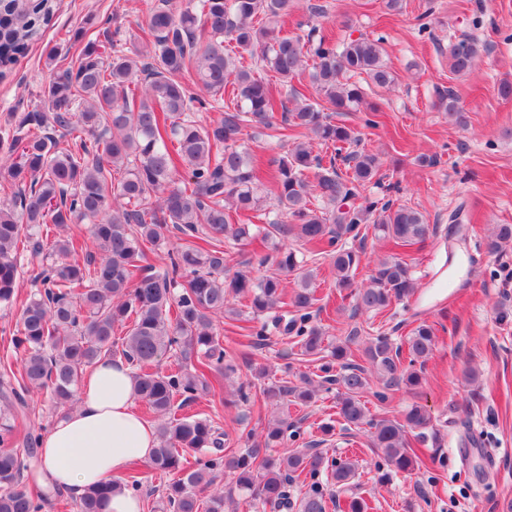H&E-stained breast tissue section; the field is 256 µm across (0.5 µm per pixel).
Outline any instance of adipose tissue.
Masks as SVG:
<instances>
[{"label": "adipose tissue", "mask_w": 512, "mask_h": 512, "mask_svg": "<svg viewBox=\"0 0 512 512\" xmlns=\"http://www.w3.org/2000/svg\"><path fill=\"white\" fill-rule=\"evenodd\" d=\"M77 399L42 437L39 478L80 495L122 474L132 460H149L157 433L135 409L131 368L122 359L106 357L89 369Z\"/></svg>", "instance_id": "obj_1"}]
</instances>
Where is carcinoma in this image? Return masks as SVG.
<instances>
[{"instance_id": "carcinoma-1", "label": "carcinoma", "mask_w": 512, "mask_h": 512, "mask_svg": "<svg viewBox=\"0 0 512 512\" xmlns=\"http://www.w3.org/2000/svg\"><path fill=\"white\" fill-rule=\"evenodd\" d=\"M296 2L161 0L141 28V47L129 50L108 35L107 54L86 43L74 65L54 73L39 104L0 129V169L7 171L0 180V306L12 305L24 265H32V279L42 285L20 313L14 342L24 355L17 369L7 364L0 374V512H42L45 503L63 497L58 489L33 491L24 483V472L39 464L40 444L39 435L15 425L29 410L28 388L45 392L63 416L83 373L117 355L134 367L135 397L159 417L158 446L146 467L168 477V512H224V495L235 493L282 512H326L319 475L329 476L338 494L352 485L355 465L347 459H330L316 448L269 453L274 444L296 441L283 419L268 428L263 446L237 453L224 448V431L209 415H177L207 376L219 383L235 371L234 354L214 328V318L236 314L229 308L234 297L248 298L260 321L248 327L249 336L264 340L268 324L261 317L290 306L294 315L274 317V326L296 337L304 355L325 349L314 323V270L302 265L296 250L277 248L261 260L297 273L291 292L278 275L233 270L235 258L224 251L226 239L251 241L252 218L264 211L259 160L240 144L245 129L297 133L269 174L286 220L268 222L265 236H291L310 257H330L337 286L351 290L357 310H380L415 292L412 265L398 251L426 240V217L392 198L379 155L352 149L355 131L334 119L366 110V125H378L379 109L366 106L365 89L386 90L396 81L381 39L360 34L336 41L315 26L304 36L288 35L283 26ZM53 14V0H0L1 68L40 39ZM479 50L474 34L462 35L448 48L449 72L469 73ZM246 55L276 82L255 77L241 62ZM229 83L231 105L200 124L194 114L224 100ZM316 142L330 155L316 152ZM339 160L347 172L339 171ZM372 184L382 195L367 193ZM314 197L323 203L319 210ZM74 224L89 225V242L74 238ZM364 224L374 225L397 252L376 262L359 285L361 256L338 242L358 237ZM170 229L182 243L166 253L165 269L157 272L146 264V248ZM511 242L512 224H499L487 249L497 253ZM124 324L118 343L114 327ZM358 335L355 328L332 347L338 372L325 364L317 382L303 375L298 385L273 383L261 394L275 405L307 403L318 388L338 386L336 414L344 428L367 429L371 446L383 454L387 470L380 480L410 475L419 467L413 443L438 441L429 414L413 404L400 420H376L361 397L372 377L391 391L417 388L435 346L434 328L420 323L402 346L375 336L365 343L361 364L350 350ZM171 351L180 354L178 369H157ZM190 453L196 454L192 462ZM222 474L232 477L228 493H209ZM302 475L311 483L295 505L289 487ZM141 488L135 461L74 506L102 512L114 491Z\"/></svg>"}]
</instances>
